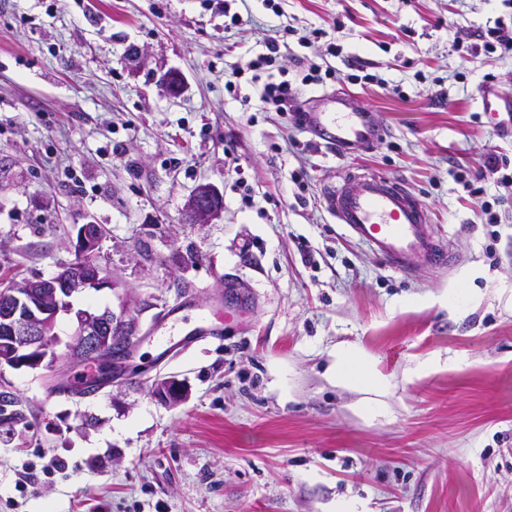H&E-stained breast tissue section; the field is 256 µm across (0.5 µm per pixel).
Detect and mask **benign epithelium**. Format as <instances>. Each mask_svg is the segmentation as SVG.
<instances>
[{
  "label": "benign epithelium",
  "instance_id": "7a95c632",
  "mask_svg": "<svg viewBox=\"0 0 512 512\" xmlns=\"http://www.w3.org/2000/svg\"><path fill=\"white\" fill-rule=\"evenodd\" d=\"M192 224H208L223 211V196L210 183L201 184L185 207ZM105 231L99 224L80 226L75 245L76 258L46 280L14 282L0 290V365L36 369L57 359L52 348L58 343L57 316L69 314L68 298L82 288L108 283L105 269L90 256L98 253ZM76 326L66 344L65 357L71 362L96 366L104 375L112 373L118 359L115 344L133 341L139 324L133 318L89 310L75 312ZM156 396L178 402L185 388L168 379L155 382Z\"/></svg>",
  "mask_w": 512,
  "mask_h": 512
}]
</instances>
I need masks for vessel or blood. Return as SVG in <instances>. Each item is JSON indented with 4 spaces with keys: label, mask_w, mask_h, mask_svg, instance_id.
<instances>
[{
    "label": "vessel or blood",
    "mask_w": 512,
    "mask_h": 512,
    "mask_svg": "<svg viewBox=\"0 0 512 512\" xmlns=\"http://www.w3.org/2000/svg\"><path fill=\"white\" fill-rule=\"evenodd\" d=\"M304 126L341 150L373 143L382 134L369 113L342 96L333 97L331 109L306 112ZM326 203L338 223L391 267L408 273L425 262L447 265L446 247L428 232L423 208L399 182L377 174L348 177L328 192Z\"/></svg>",
    "instance_id": "b4317fda"
}]
</instances>
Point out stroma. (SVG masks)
<instances>
[{"label":"stroma","instance_id":"35a3bbf8","mask_svg":"<svg viewBox=\"0 0 512 512\" xmlns=\"http://www.w3.org/2000/svg\"><path fill=\"white\" fill-rule=\"evenodd\" d=\"M277 3L0 0V275L53 276L77 227L101 224L112 281L70 301L140 330L92 396L60 394L93 374L63 358L66 314L53 367L0 368L21 414L0 426V512H512V194L465 186L483 153L512 162V55L483 50L512 8ZM228 10L244 24L225 27ZM280 36L302 108L350 93L384 130L372 147L336 152L225 88ZM313 63L328 77L301 84ZM369 172L423 206L453 264L408 276L349 237L324 193ZM208 182L221 215L187 223ZM204 319L222 340L160 358L159 336ZM345 353L381 385L339 382ZM159 378L185 399H157ZM53 456L66 468L46 472Z\"/></svg>","mask_w":512,"mask_h":512}]
</instances>
